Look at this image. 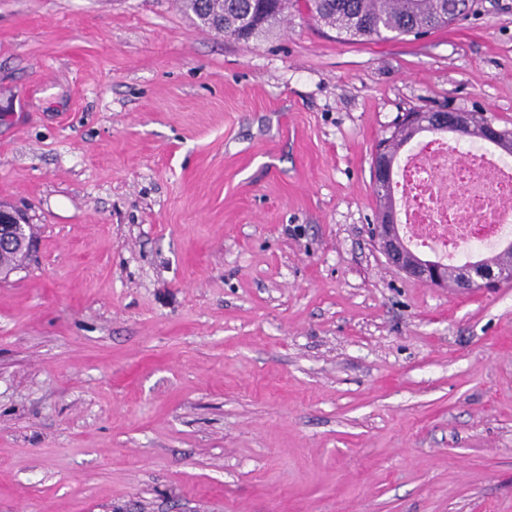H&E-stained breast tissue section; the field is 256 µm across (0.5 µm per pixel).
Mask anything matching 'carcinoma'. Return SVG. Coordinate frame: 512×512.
Here are the masks:
<instances>
[{
  "label": "carcinoma",
  "mask_w": 512,
  "mask_h": 512,
  "mask_svg": "<svg viewBox=\"0 0 512 512\" xmlns=\"http://www.w3.org/2000/svg\"><path fill=\"white\" fill-rule=\"evenodd\" d=\"M199 26L226 39L248 42L273 33L293 0H178ZM310 17L347 40L422 37L468 16L471 0H306ZM493 119L471 113L469 139H480Z\"/></svg>",
  "instance_id": "obj_1"
}]
</instances>
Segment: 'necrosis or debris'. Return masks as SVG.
<instances>
[{
	"label": "necrosis or debris",
	"instance_id": "obj_1",
	"mask_svg": "<svg viewBox=\"0 0 512 512\" xmlns=\"http://www.w3.org/2000/svg\"><path fill=\"white\" fill-rule=\"evenodd\" d=\"M400 168L399 220L415 247L454 263L512 242V158L495 144L429 136Z\"/></svg>",
	"mask_w": 512,
	"mask_h": 512
}]
</instances>
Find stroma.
I'll return each instance as SVG.
<instances>
[{
    "label": "stroma",
    "mask_w": 512,
    "mask_h": 512,
    "mask_svg": "<svg viewBox=\"0 0 512 512\" xmlns=\"http://www.w3.org/2000/svg\"><path fill=\"white\" fill-rule=\"evenodd\" d=\"M412 108L512 130V0L235 42L176 0H0V512H512V283L368 237ZM397 157L398 154L393 157L391 156L386 148V143L376 147L372 157V179L374 187L384 189L392 182ZM375 192L379 196L377 197L380 201L379 216H381L385 209L393 207L391 192L386 195H380L376 190ZM379 219V224H372L371 234L388 263L409 278L436 288H448L447 266L412 253L400 233L396 210H386ZM412 255L413 259L410 258ZM14 223L0 225V251L1 248L7 250L20 251L27 245V239H24L20 233L25 228V224H21V217L18 213L12 212Z\"/></svg>",
    "instance_id": "obj_1"
}]
</instances>
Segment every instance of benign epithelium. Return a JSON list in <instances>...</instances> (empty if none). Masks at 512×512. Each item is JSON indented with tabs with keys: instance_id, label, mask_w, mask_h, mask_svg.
<instances>
[{
	"instance_id": "obj_1",
	"label": "benign epithelium",
	"mask_w": 512,
	"mask_h": 512,
	"mask_svg": "<svg viewBox=\"0 0 512 512\" xmlns=\"http://www.w3.org/2000/svg\"><path fill=\"white\" fill-rule=\"evenodd\" d=\"M470 113L444 110L432 120L422 123L426 131L449 132L456 136L469 123ZM397 157L391 155L386 145L376 147L372 157L373 186L385 188L392 182ZM14 222L0 225V249L19 251L27 245L21 236L25 225L21 217L13 213ZM373 240L390 265L403 275L425 282L436 288L448 287V268L446 265L430 259L412 255V251L402 237L398 225L397 213L387 210L380 217L379 223L372 225ZM501 282H512V264L500 266H481L470 269L458 279L455 288L460 292H471L478 288H486Z\"/></svg>"
}]
</instances>
